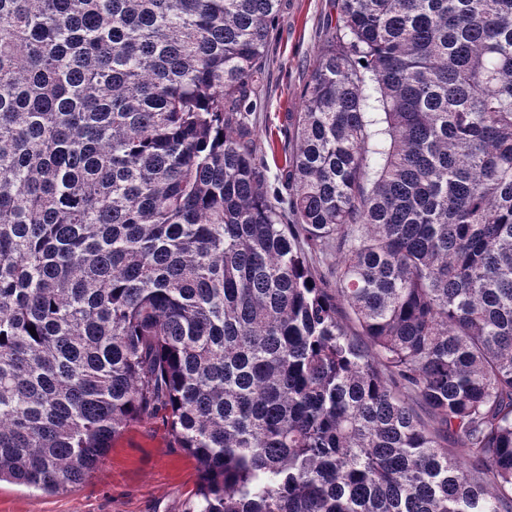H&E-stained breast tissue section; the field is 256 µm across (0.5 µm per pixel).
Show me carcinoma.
<instances>
[{
  "label": "carcinoma",
  "instance_id": "cac0c4a2",
  "mask_svg": "<svg viewBox=\"0 0 512 512\" xmlns=\"http://www.w3.org/2000/svg\"><path fill=\"white\" fill-rule=\"evenodd\" d=\"M330 3L284 198L280 0H0V481L159 416L188 512H512V0Z\"/></svg>",
  "mask_w": 512,
  "mask_h": 512
}]
</instances>
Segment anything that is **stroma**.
<instances>
[{
  "label": "stroma",
  "mask_w": 512,
  "mask_h": 512,
  "mask_svg": "<svg viewBox=\"0 0 512 512\" xmlns=\"http://www.w3.org/2000/svg\"><path fill=\"white\" fill-rule=\"evenodd\" d=\"M329 0H281L263 80L251 94L247 122L268 164L283 153L288 113L297 111L311 63L325 43ZM196 462L170 446L161 419L135 421L81 484L45 494L0 482V512H187Z\"/></svg>",
  "instance_id": "35a3bbf8"
}]
</instances>
